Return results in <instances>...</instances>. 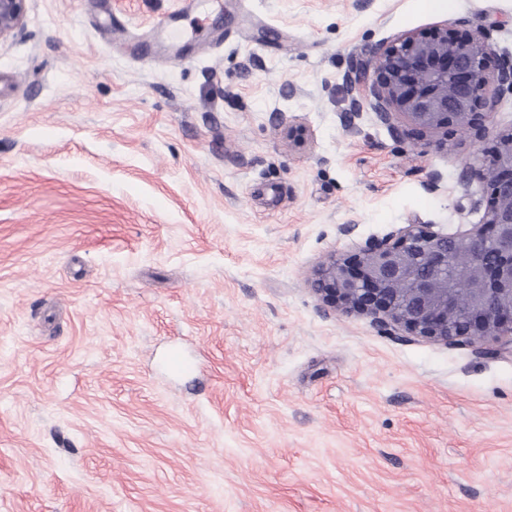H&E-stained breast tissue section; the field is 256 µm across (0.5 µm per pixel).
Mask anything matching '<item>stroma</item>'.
Segmentation results:
<instances>
[{
	"mask_svg": "<svg viewBox=\"0 0 512 512\" xmlns=\"http://www.w3.org/2000/svg\"><path fill=\"white\" fill-rule=\"evenodd\" d=\"M439 27L512 56V0H29L0 42V512H512V355L310 287L482 218L461 176L511 91L479 140L347 118L352 67Z\"/></svg>",
	"mask_w": 512,
	"mask_h": 512,
	"instance_id": "1",
	"label": "stroma"
}]
</instances>
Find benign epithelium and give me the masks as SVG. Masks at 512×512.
I'll return each mask as SVG.
<instances>
[{
    "instance_id": "7a95c632",
    "label": "benign epithelium",
    "mask_w": 512,
    "mask_h": 512,
    "mask_svg": "<svg viewBox=\"0 0 512 512\" xmlns=\"http://www.w3.org/2000/svg\"><path fill=\"white\" fill-rule=\"evenodd\" d=\"M28 0H0V41L21 30ZM492 49L479 34L446 28L408 32L376 48L346 79L352 116L369 106L394 138L456 125L481 138L512 90V60L490 70ZM488 182L480 223L448 233L407 224L368 239L354 261L330 255L313 290L323 310L362 313L383 330L446 347L478 346L491 336L512 353V129L498 134L490 158L464 176Z\"/></svg>"
}]
</instances>
